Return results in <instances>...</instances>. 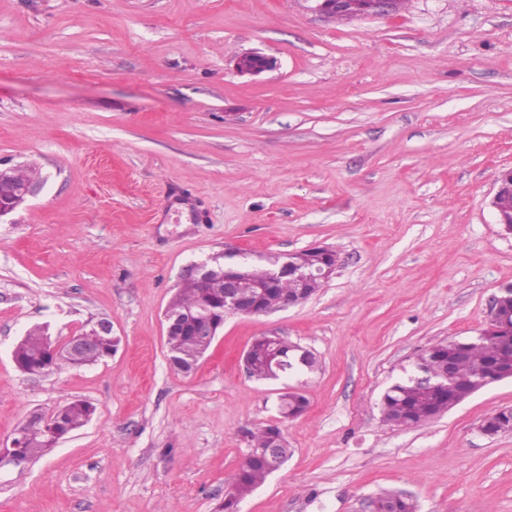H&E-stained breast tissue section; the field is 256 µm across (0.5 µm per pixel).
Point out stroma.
I'll list each match as a JSON object with an SVG mask.
<instances>
[{
    "label": "stroma",
    "instance_id": "obj_1",
    "mask_svg": "<svg viewBox=\"0 0 512 512\" xmlns=\"http://www.w3.org/2000/svg\"><path fill=\"white\" fill-rule=\"evenodd\" d=\"M256 51L275 68L240 75ZM43 181L0 222V444L34 412H96L48 454L0 467V512H221L243 427L278 419L282 382L243 355L276 332L311 350L308 400L278 420L291 454L241 512H512V380L398 430L380 399L409 358L474 336L512 284L490 201L512 169V0H407L338 20L315 0H0V166ZM335 250L304 303L228 315L189 374L165 309L224 251ZM98 363L20 372L37 325L99 320ZM482 426V432L490 437L508 433L512 430V409L505 408L493 413L484 420ZM374 512H415V505L405 496L383 492L372 501Z\"/></svg>",
    "mask_w": 512,
    "mask_h": 512
}]
</instances>
